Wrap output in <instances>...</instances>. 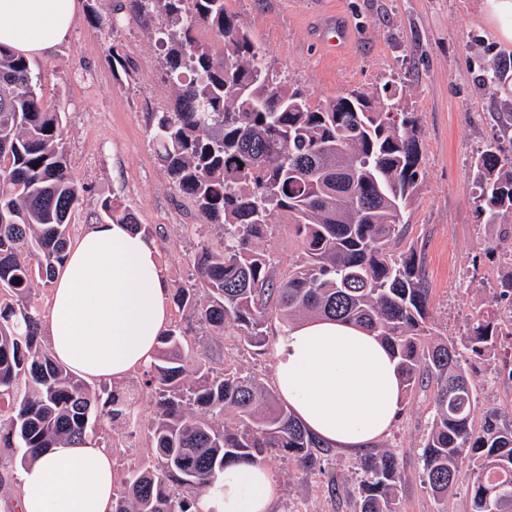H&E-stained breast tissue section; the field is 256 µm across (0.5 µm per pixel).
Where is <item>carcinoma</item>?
<instances>
[{
	"mask_svg": "<svg viewBox=\"0 0 512 512\" xmlns=\"http://www.w3.org/2000/svg\"><path fill=\"white\" fill-rule=\"evenodd\" d=\"M148 23L163 20L156 42L180 86L171 108L154 113L153 141L173 184L195 200L199 224L190 262L194 279L174 288L181 314L218 333L236 329L260 349L272 318H334L375 332L397 360L408 399L433 391L419 457L421 484L438 509L468 464L469 512H512V423L495 411L476 423V389L466 362L512 361V271L476 310L465 334L433 337L428 288L417 253L392 246L418 177L415 120L386 103L351 93L310 102L270 73L248 31L224 0H131ZM210 28L216 56L196 38ZM483 81L512 93V53L484 69ZM61 115L45 105L29 61L0 47V447L26 465L59 447L85 444L138 417L141 395L155 415L147 446L130 463L113 512H201V496L220 492L224 469L265 467L288 458L305 475L325 474L326 444L313 436L251 373L217 362L205 337L174 322L159 337L137 392L93 389L57 363L42 341L35 280L47 285L66 258L68 219L88 187L70 171ZM477 211L486 224L512 212V151L494 142L475 161ZM107 221L141 229L128 208L101 204ZM291 219L299 259L273 277L265 247L272 212ZM219 228L223 245L205 243ZM358 512H400L402 470L382 447L358 456Z\"/></svg>",
	"mask_w": 512,
	"mask_h": 512,
	"instance_id": "cac0c4a2",
	"label": "carcinoma"
}]
</instances>
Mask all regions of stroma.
<instances>
[{"mask_svg": "<svg viewBox=\"0 0 512 512\" xmlns=\"http://www.w3.org/2000/svg\"><path fill=\"white\" fill-rule=\"evenodd\" d=\"M247 28L273 73L304 89L312 100L357 90L374 93L390 83L401 111L419 119L421 161L417 184L400 225V250L415 248L429 290L432 333L461 336L475 304L490 297L512 250V222L486 224L475 204L474 160L490 142L512 141L503 130V89L484 83V68L497 53L512 52L489 13L488 0H224ZM98 20L80 9L69 38L48 56L31 58L44 102L62 116V139L72 172L89 191L72 212V233L101 221V203L122 202L138 224L151 230L171 283L183 282L197 240L194 200L172 183L152 140V113L170 107L177 83L165 74L150 27L132 17L129 0H98ZM337 15L347 37L337 49L322 43V24ZM120 26H112L113 16ZM128 60L113 75L112 52ZM266 247L276 275L296 261L297 242L280 213L270 218ZM262 353L243 350L232 330L212 348L224 365L274 382L276 347L282 335L271 320ZM480 410L512 417V385L492 381L487 364L471 373ZM431 395L407 403L385 437L403 470L401 512H434L419 480L418 446L430 414ZM154 408L141 404L136 426L108 427L105 443L125 452L146 446ZM353 452L332 448L329 463L343 477L330 489L323 475L305 477L294 465L270 460L266 468L278 495L272 512H356Z\"/></svg>", "mask_w": 512, "mask_h": 512, "instance_id": "35a3bbf8", "label": "stroma"}]
</instances>
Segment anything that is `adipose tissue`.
<instances>
[{"mask_svg": "<svg viewBox=\"0 0 512 512\" xmlns=\"http://www.w3.org/2000/svg\"><path fill=\"white\" fill-rule=\"evenodd\" d=\"M78 0H0V47L41 56L65 41ZM171 284L150 236L125 224L86 225L52 283L42 323L53 357L90 385L148 365L170 323ZM280 397L319 438L356 449L384 437L402 403L399 373L372 333L329 320L294 326L275 354ZM119 484L112 452L96 441L64 447L21 474L17 512H112ZM277 490L264 469L224 472L211 512H271Z\"/></svg>", "mask_w": 512, "mask_h": 512, "instance_id": "adipose-tissue-1", "label": "adipose tissue"}]
</instances>
